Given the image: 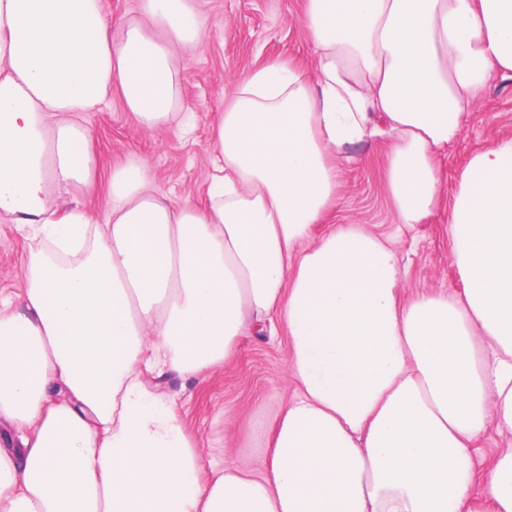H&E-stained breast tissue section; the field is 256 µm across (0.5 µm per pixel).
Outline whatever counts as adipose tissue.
Returning a JSON list of instances; mask_svg holds the SVG:
<instances>
[{"label":"adipose tissue","instance_id":"ef3b65f1","mask_svg":"<svg viewBox=\"0 0 512 512\" xmlns=\"http://www.w3.org/2000/svg\"><path fill=\"white\" fill-rule=\"evenodd\" d=\"M313 71L238 85L205 203L113 169L108 221L82 113L113 90L144 129L181 120L194 0H0V221L40 242L0 297V512H512V137L475 154L451 219L465 288L401 301L399 257L358 224L314 237L354 149L389 142L398 223L443 203L441 160L487 81L512 80V0H305ZM278 319L297 385L257 475L203 457L151 380L190 377ZM503 449L485 470L476 443Z\"/></svg>","mask_w":512,"mask_h":512}]
</instances>
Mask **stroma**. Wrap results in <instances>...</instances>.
Returning a JSON list of instances; mask_svg holds the SVG:
<instances>
[{"mask_svg": "<svg viewBox=\"0 0 512 512\" xmlns=\"http://www.w3.org/2000/svg\"><path fill=\"white\" fill-rule=\"evenodd\" d=\"M195 6L202 38L182 53L180 86L182 111L195 115L191 129L143 130L116 93L83 115L96 139L99 165L93 187L73 188L64 202L85 207L97 223L107 221L113 167L132 159L146 164L159 194L178 202L203 200L216 167L208 150L213 125L237 85L272 63L312 65L313 46L297 22L303 0H196ZM505 137H512V80L493 79L448 150L439 211L422 224L396 222L386 190L388 145L377 141L344 164L340 203L316 234L332 224H361L389 238L400 256L403 298L438 289L461 293L449 226L458 181L474 154ZM30 247L15 225L0 222V291L22 288ZM164 388L207 469L218 472L234 463L260 472L271 459L279 416L296 390L288 374L287 329L277 322L262 335L241 337L218 366L192 378L170 376Z\"/></svg>", "mask_w": 512, "mask_h": 512, "instance_id": "1", "label": "stroma"}]
</instances>
